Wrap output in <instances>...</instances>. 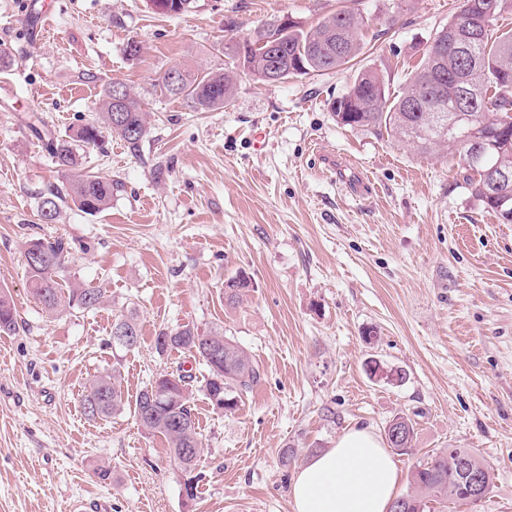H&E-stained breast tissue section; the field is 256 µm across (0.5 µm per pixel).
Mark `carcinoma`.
<instances>
[{"label": "carcinoma", "instance_id": "1", "mask_svg": "<svg viewBox=\"0 0 512 512\" xmlns=\"http://www.w3.org/2000/svg\"><path fill=\"white\" fill-rule=\"evenodd\" d=\"M160 12L178 15L191 8L193 0H149ZM471 12L482 17L475 31L465 29L466 13L459 10L442 31L464 42L461 51L444 55L437 63L424 52L415 72L403 91L390 94L383 72L366 70L359 73L347 91L332 100L331 110L342 126L362 129L402 143L414 145L421 153H446L458 157L466 171L465 184L471 196L493 213L500 223L512 224V181L492 188L484 178L486 168L497 165L512 171V33L497 37L490 27L502 11L512 7V0H494L492 13L483 15L484 0H470ZM368 20L351 8L336 13L305 29L296 22L284 26L273 20L255 28L247 37L225 47L229 57L238 62L253 79L267 85L288 79L324 74L347 65L365 46ZM280 45L281 54L269 57L268 46ZM444 79L443 98L428 97L427 87ZM121 87L116 96L115 87ZM160 92L185 98L198 110L210 111L228 104L234 91V79L227 72L205 75L179 73L178 82H169L162 75L156 80ZM462 89L475 94L473 111L460 112L453 127H448V103ZM97 117L83 124L75 136L55 135L37 115L30 116L35 130L49 156L66 177L60 186L49 188L38 206L40 220L54 224L60 217L61 205L72 203L81 212L96 215L112 204V196L121 183L84 172L86 150L100 146L103 133L116 136L133 151L139 149L147 134V113L125 84L108 83L96 103ZM469 132L494 143L482 163H472L460 144L459 136ZM75 247L64 238L52 241L33 239L24 249L28 282L32 295L47 313L66 310L92 312L105 302L97 288L79 283L65 290L59 283ZM250 287L244 276L224 282V301L233 305ZM19 327L11 297L0 291V334H9ZM113 329H123L140 341L138 315L130 311L115 318ZM160 354L177 352L198 363L204 373L197 376L185 368V362L172 365L144 386L137 394L134 415L149 434L165 438L167 453L184 474V489L189 499L197 497L200 473L196 472L201 440L193 409L194 394L203 392L214 409L230 412L238 406L241 395L250 391L261 379L259 366L237 341L220 331H201L184 324L155 337ZM120 374L106 372L93 379L82 394L81 407L89 419L112 416L124 407ZM405 440L389 443L398 455L414 454L415 429L408 418L400 422ZM476 471L484 485H492L490 467L468 448H442L411 471V491L404 499L402 512H433L431 503L446 502L477 506L468 493L461 466Z\"/></svg>", "mask_w": 512, "mask_h": 512}]
</instances>
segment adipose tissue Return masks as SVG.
I'll return each mask as SVG.
<instances>
[{
  "label": "adipose tissue",
  "instance_id": "1",
  "mask_svg": "<svg viewBox=\"0 0 512 512\" xmlns=\"http://www.w3.org/2000/svg\"><path fill=\"white\" fill-rule=\"evenodd\" d=\"M399 484L398 467L376 432L355 426L299 470L293 512H389Z\"/></svg>",
  "mask_w": 512,
  "mask_h": 512
}]
</instances>
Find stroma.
I'll return each mask as SVG.
<instances>
[{"mask_svg":"<svg viewBox=\"0 0 512 512\" xmlns=\"http://www.w3.org/2000/svg\"><path fill=\"white\" fill-rule=\"evenodd\" d=\"M351 3L380 35L346 66L273 86L241 73L231 103L207 112L154 89L171 69H232L226 17L242 37L283 15L308 28ZM31 6L46 35L31 32ZM458 7L195 0L170 17L149 0H0V48L18 58L0 72V290L21 321L0 334V512L101 499L112 512H293L301 465L345 429L381 434L396 415L411 419L420 453L469 448L491 466L481 505L447 512H512V224L471 196L458 158L338 125L328 106L363 70L387 71L398 92ZM133 39L135 57L124 52ZM112 80L148 114L138 154L110 135L88 154L89 172L122 190L97 215L68 205L58 223H42L40 196L63 176L25 117L42 113L68 135L94 119ZM59 236L76 247L65 280L103 290L100 309L51 317L31 295L24 246ZM239 274L251 286L226 306L224 283ZM131 308L141 337L125 349L112 325ZM183 324L224 331L261 368L233 411L196 398L192 501L166 442L132 408L170 363L156 336ZM371 360L402 381L370 376ZM114 368L124 410L87 419L85 386ZM287 445L297 460L284 469Z\"/></svg>","mask_w":512,"mask_h":512,"instance_id":"stroma-1","label":"stroma"}]
</instances>
